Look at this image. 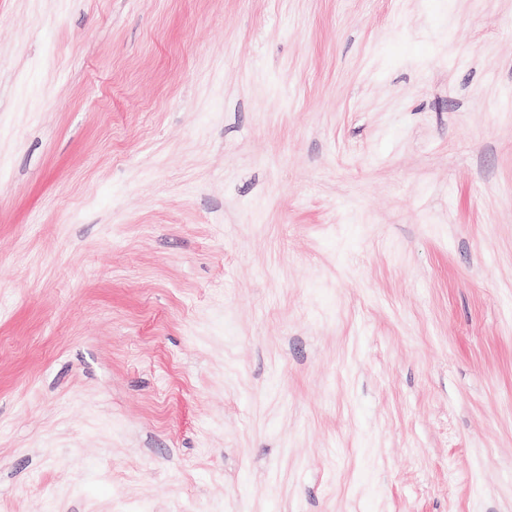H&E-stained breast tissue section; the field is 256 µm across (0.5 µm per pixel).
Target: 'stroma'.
Wrapping results in <instances>:
<instances>
[{
    "label": "stroma",
    "mask_w": 512,
    "mask_h": 512,
    "mask_svg": "<svg viewBox=\"0 0 512 512\" xmlns=\"http://www.w3.org/2000/svg\"><path fill=\"white\" fill-rule=\"evenodd\" d=\"M0 512H512V0H0Z\"/></svg>",
    "instance_id": "stroma-1"
}]
</instances>
